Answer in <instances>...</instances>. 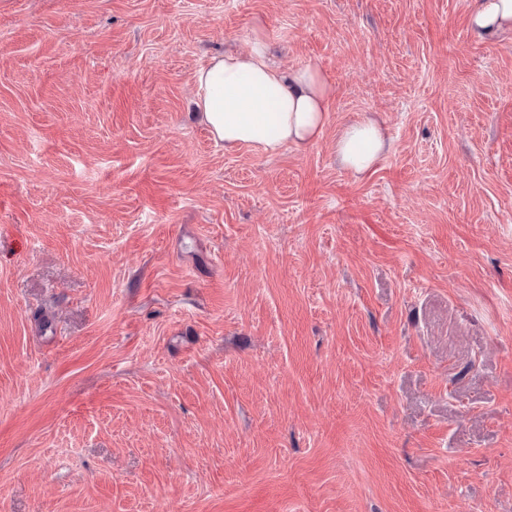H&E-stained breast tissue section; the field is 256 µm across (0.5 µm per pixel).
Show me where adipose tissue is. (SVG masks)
I'll return each instance as SVG.
<instances>
[{
  "instance_id": "adipose-tissue-1",
  "label": "adipose tissue",
  "mask_w": 512,
  "mask_h": 512,
  "mask_svg": "<svg viewBox=\"0 0 512 512\" xmlns=\"http://www.w3.org/2000/svg\"><path fill=\"white\" fill-rule=\"evenodd\" d=\"M470 27L477 36L512 32V0H474ZM195 109L225 148L243 145L273 156L286 145L317 142L327 124L333 88L318 67L286 69L266 42L255 38L248 53L212 58L195 74ZM392 149L383 126L366 116L336 139V161L352 174L372 170Z\"/></svg>"
}]
</instances>
